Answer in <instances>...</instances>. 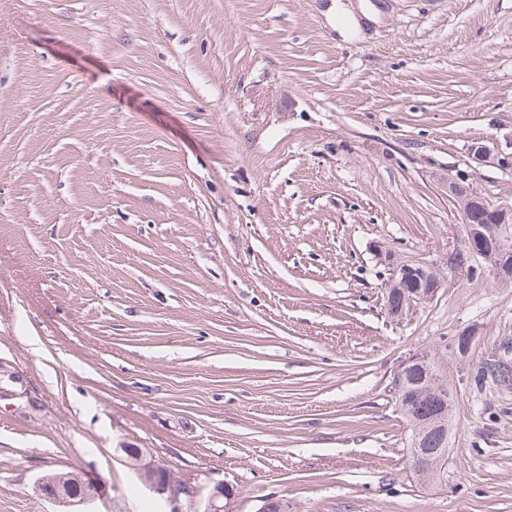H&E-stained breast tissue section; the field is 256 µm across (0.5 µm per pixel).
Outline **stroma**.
Listing matches in <instances>:
<instances>
[{
  "instance_id": "35a3bbf8",
  "label": "stroma",
  "mask_w": 512,
  "mask_h": 512,
  "mask_svg": "<svg viewBox=\"0 0 512 512\" xmlns=\"http://www.w3.org/2000/svg\"><path fill=\"white\" fill-rule=\"evenodd\" d=\"M330 2L0 0V512H54L52 471L167 512L129 448L182 512H512V386L468 382L512 365V282L394 321L379 256L447 273L449 176L512 204V0H342L344 33ZM413 353L455 396L434 480L390 392ZM126 451L129 465L137 472L144 485L160 495H167L168 501L173 505L169 512H182L178 506V501L182 495L188 497L191 501L198 497L196 487L175 480L152 460H147L142 449L129 448Z\"/></svg>"
}]
</instances>
